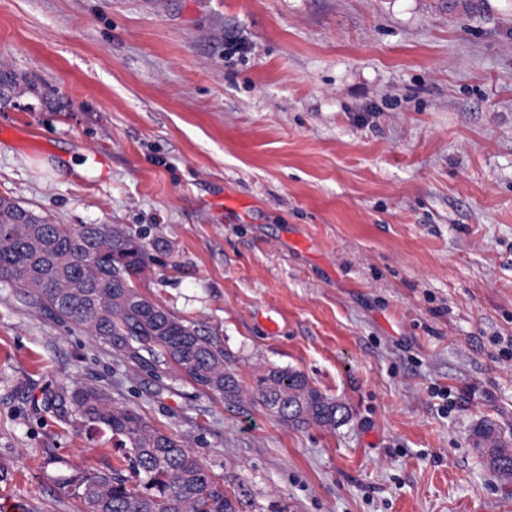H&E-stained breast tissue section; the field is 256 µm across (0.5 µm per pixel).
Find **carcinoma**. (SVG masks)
Returning a JSON list of instances; mask_svg holds the SVG:
<instances>
[{
  "mask_svg": "<svg viewBox=\"0 0 512 512\" xmlns=\"http://www.w3.org/2000/svg\"><path fill=\"white\" fill-rule=\"evenodd\" d=\"M27 208L0 198V282L56 321L82 327L97 344L159 377L174 368L193 387L227 402L252 400L283 422L334 428L346 405L297 370L270 367L246 385L224 337L186 320L140 292L135 280L151 260L148 245L121 224H29ZM45 405L112 433L134 477L120 469L62 479L59 489L83 512H239L238 501L174 433L118 406L99 386L75 385ZM475 446L484 464L512 482V449L486 424Z\"/></svg>",
  "mask_w": 512,
  "mask_h": 512,
  "instance_id": "1",
  "label": "carcinoma"
}]
</instances>
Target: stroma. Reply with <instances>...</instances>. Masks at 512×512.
I'll list each match as a JSON object with an SVG mask.
<instances>
[{
	"instance_id": "obj_1",
	"label": "stroma",
	"mask_w": 512,
	"mask_h": 512,
	"mask_svg": "<svg viewBox=\"0 0 512 512\" xmlns=\"http://www.w3.org/2000/svg\"><path fill=\"white\" fill-rule=\"evenodd\" d=\"M4 73L0 197L165 241L142 293L351 417L151 377L0 284V508L120 464L44 405L79 382L239 512H512L473 445H512V0H0Z\"/></svg>"
}]
</instances>
